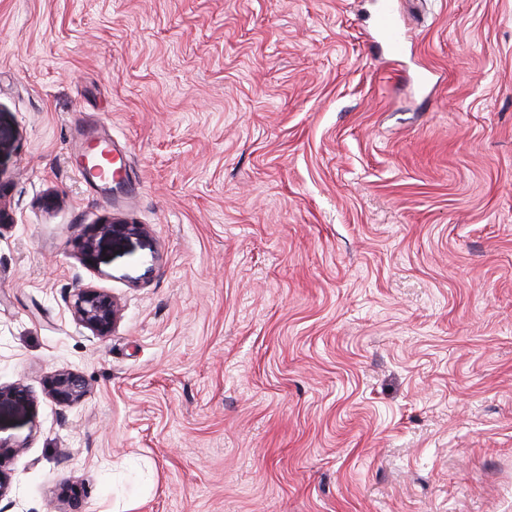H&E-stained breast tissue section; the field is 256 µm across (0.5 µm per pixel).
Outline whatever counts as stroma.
<instances>
[{
    "mask_svg": "<svg viewBox=\"0 0 512 512\" xmlns=\"http://www.w3.org/2000/svg\"><path fill=\"white\" fill-rule=\"evenodd\" d=\"M375 3L0 0V512H512V0ZM100 143L105 144L110 152L112 153V163L115 166V169L112 172V168L109 166L102 167L99 172L97 173V177H94L90 175L86 170L82 168L77 169L78 175L84 179L85 181H92V182H99V183H106V182H117V178L121 176L123 173V170L125 168V154L121 150H119L116 145H114L111 141L108 140H101ZM112 178V179H108ZM143 228L134 224H118V223H103L94 224L91 231L84 237L81 250L84 259L87 262L93 260L96 256L99 242L101 239L112 237H122L128 235H137L143 233ZM69 310L78 326L100 337L109 336L122 315L114 296L92 287L77 289L69 300ZM45 393L57 404L70 407L81 402L88 394L84 377L70 369H59L46 381ZM37 405L35 397L29 388L21 383L0 386V411L7 408L16 414L33 413ZM22 449L21 445L0 438V499L4 498L9 490V477L4 470L5 465L11 459L18 456Z\"/></svg>",
    "mask_w": 512,
    "mask_h": 512,
    "instance_id": "35a3bbf8",
    "label": "stroma"
}]
</instances>
